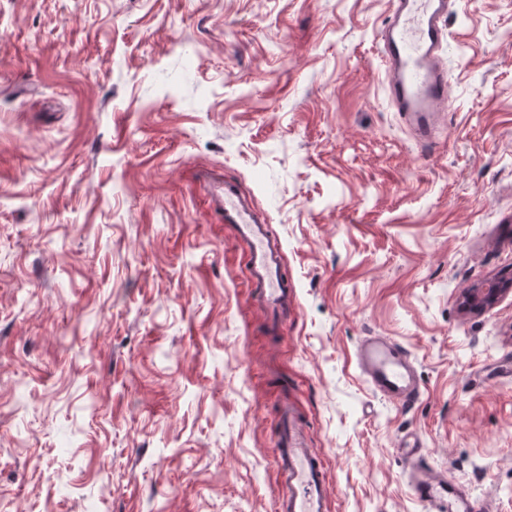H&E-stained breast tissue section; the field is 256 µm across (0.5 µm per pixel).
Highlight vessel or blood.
<instances>
[{"instance_id": "obj_1", "label": "vessel or blood", "mask_w": 512, "mask_h": 512, "mask_svg": "<svg viewBox=\"0 0 512 512\" xmlns=\"http://www.w3.org/2000/svg\"><path fill=\"white\" fill-rule=\"evenodd\" d=\"M452 5L453 0H390L389 15L376 34L387 103L428 149L439 145V118L449 108L450 75L442 53ZM199 179L209 189L213 210L234 225L247 247V281L257 302L277 319H286L292 290L283 271L282 245L253 197L237 181L212 170H201ZM355 357L363 380L376 394L403 408L420 399L415 363L393 338L376 333L364 337ZM400 451L410 465L414 494L429 512H475L467 486L431 465L416 436H407ZM273 463L278 481L274 512H329L328 470L305 425L286 404L278 414Z\"/></svg>"}]
</instances>
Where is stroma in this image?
I'll use <instances>...</instances> for the list:
<instances>
[{
  "mask_svg": "<svg viewBox=\"0 0 512 512\" xmlns=\"http://www.w3.org/2000/svg\"><path fill=\"white\" fill-rule=\"evenodd\" d=\"M388 0H0V512H274L276 414L329 512H428L398 448L512 512V0H456L424 152L387 106ZM283 244L272 329L195 178ZM411 353L407 409L355 349ZM357 368L373 392L401 408L414 405L422 389L406 347L389 336L371 334L357 345Z\"/></svg>",
  "mask_w": 512,
  "mask_h": 512,
  "instance_id": "35a3bbf8",
  "label": "stroma"
}]
</instances>
